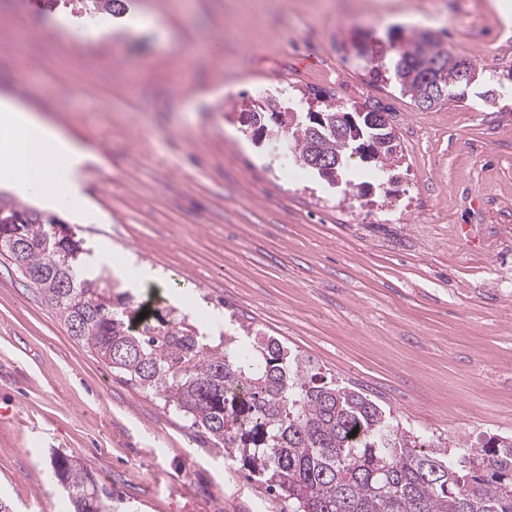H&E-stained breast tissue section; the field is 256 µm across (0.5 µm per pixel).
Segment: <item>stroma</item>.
<instances>
[{
  "label": "stroma",
  "instance_id": "obj_1",
  "mask_svg": "<svg viewBox=\"0 0 512 512\" xmlns=\"http://www.w3.org/2000/svg\"><path fill=\"white\" fill-rule=\"evenodd\" d=\"M130 0L100 38L40 0H0V93L40 103L94 149L81 189L99 218L71 228L95 271L154 255L163 281H115L132 306L212 338L214 317L279 339L403 426L477 445L512 436V33L495 0ZM432 32L499 77L495 104L418 108L356 59ZM383 107L402 157L392 182L356 162L346 194L246 133L253 99ZM0 499L57 512L61 452L112 493V512H280L240 462L158 398L78 346L39 291L0 257Z\"/></svg>",
  "mask_w": 512,
  "mask_h": 512
}]
</instances>
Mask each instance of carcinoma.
<instances>
[{
    "mask_svg": "<svg viewBox=\"0 0 512 512\" xmlns=\"http://www.w3.org/2000/svg\"><path fill=\"white\" fill-rule=\"evenodd\" d=\"M55 9L71 7L88 22L120 14L126 0H42ZM389 62L368 67L428 109L466 100L461 73L476 71L453 56L430 33L403 34ZM442 62L438 79L444 98L420 67ZM272 105L265 135L288 144L299 166L311 165L314 147L341 158L342 175L354 160L375 163L387 173L400 143L381 139L367 126L359 141L345 142L328 130L316 138L297 120L302 102L285 106L271 96L252 108ZM6 201L0 210V255H4L58 313L69 334L109 367L164 405L184 415L190 428L240 458L252 476L265 480L282 500L283 512H512V437L488 438L476 453H450L423 434L402 426L360 390L301 369L288 347L271 336L250 342L224 337L212 346L182 320L129 305L110 279L92 275L87 253L69 225ZM52 474L63 487L61 512H111L110 496L95 489L92 472L74 457L58 454Z\"/></svg>",
    "mask_w": 512,
    "mask_h": 512,
    "instance_id": "cac0c4a2",
    "label": "carcinoma"
}]
</instances>
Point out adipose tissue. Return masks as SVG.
Listing matches in <instances>:
<instances>
[{"label":"adipose tissue","mask_w":512,"mask_h":512,"mask_svg":"<svg viewBox=\"0 0 512 512\" xmlns=\"http://www.w3.org/2000/svg\"><path fill=\"white\" fill-rule=\"evenodd\" d=\"M97 154L44 114L35 101L0 95V182L51 208L78 214L89 207L76 178Z\"/></svg>","instance_id":"adipose-tissue-1"}]
</instances>
